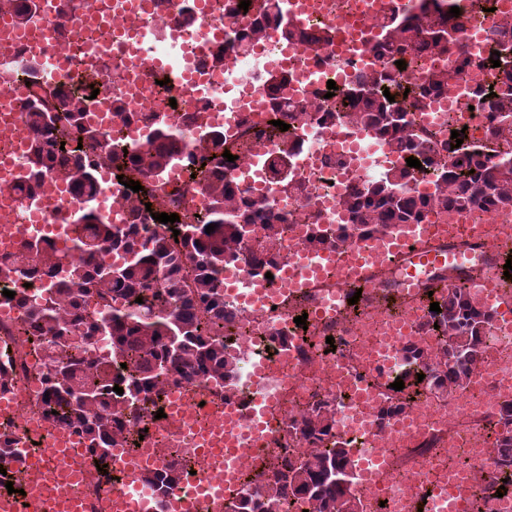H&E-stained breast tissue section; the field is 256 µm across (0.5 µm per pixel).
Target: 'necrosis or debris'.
<instances>
[{"instance_id":"1","label":"necrosis or debris","mask_w":512,"mask_h":512,"mask_svg":"<svg viewBox=\"0 0 512 512\" xmlns=\"http://www.w3.org/2000/svg\"><path fill=\"white\" fill-rule=\"evenodd\" d=\"M240 2L208 0L207 9L200 11L195 0H143L137 9L130 0H111L107 8L102 0H38L22 25L16 24L12 12L0 11V127L17 128L15 135H0V254L26 239L78 259L73 229L80 222L84 197L57 181L54 173L33 178L25 164L31 140L23 122L36 92L71 90L86 73L98 70L106 77L96 84L98 95L88 106L87 123L131 150L149 134L147 124L128 120L131 112L164 120L190 146L221 132L240 148L235 163L224 169L226 179L237 185L241 198L279 216L282 227L276 242L282 258L268 273L228 261L218 275L224 306L233 314L224 326L239 366L232 389L202 377L189 382L163 378L157 395L140 402L138 415L126 425L108 473L85 468L84 497L95 504L119 491L120 466H137L153 448L158 451L154 471L188 464L203 481L222 483L223 467L199 453L197 436L222 427L225 411L241 430L233 458L241 475L240 490L265 487L288 455L306 450L292 439L293 421L313 404L326 402L336 410L334 434L347 442L355 469L363 470L373 460L391 468L384 485L358 482L365 512H402L419 481L441 472L467 482L469 512H483L488 505L495 512H512V488L499 492L487 480L498 469L494 449L503 432L495 412L512 401V331L492 323L485 338L492 360L470 373L460 393L446 397L420 389L403 412L384 419L380 411L390 403L392 383L418 368L410 347L423 344L436 351L442 345L427 328L429 312L422 296L409 292L395 308L370 301L355 314L346 307L353 265L331 266L316 277L307 274L319 260V249L309 242L316 229L350 223L344 199L365 182L382 180L390 170L407 165L409 151L350 122L327 118L326 112L333 98L343 97L382 69L385 59L373 47L385 18L395 12L421 14L424 0H283L293 25L330 27L335 31L332 42L313 52L282 40L270 28L244 49L233 50L220 78L189 49L178 59L190 79L168 77L148 65L131 38L137 29L154 36L151 55L159 57L172 46L164 38L166 32L174 29L184 36L215 27L216 45H225L257 16L255 10L240 9ZM441 3L447 10L460 9L453 20L458 28L454 41L444 55L407 51L400 82L405 87L422 83L428 73L451 67L457 57L468 58L447 91L428 100L414 119L436 145L447 142L453 126L463 130L468 146L498 159L500 147L489 134L491 114L478 106L474 93L499 79L500 68L490 63L493 31L512 24V0H491L492 11L482 14L475 13L471 0ZM282 72L288 73V83L270 92L269 74ZM331 80L336 90H328ZM117 98L124 102V111H114ZM276 100L304 115L289 128L296 144L289 170L294 183L306 186L302 195L274 183L269 172L278 148L268 133ZM189 170L186 155L176 156L165 169L142 180L143 195L165 210L207 213L210 197L196 191ZM95 180L101 218L126 226L132 205L129 188L108 164L97 167ZM463 222L499 225L512 241V208L461 214L436 207L422 223L399 225L398 232L419 236ZM51 285V277L39 273L16 278L7 283L6 294H0V343L6 345L5 359L16 376L7 397L9 411L0 413V431L12 432L15 452L22 458L34 450L33 435L69 434L67 426L48 418L34 402L48 369L30 338L21 333L25 315L17 303L21 296L40 302ZM270 287L283 297V305L250 303L253 289ZM318 306L324 309L322 315L308 320L306 327L296 326L295 308ZM330 337L336 347H328ZM257 391L275 403L281 419L267 437L264 456L255 459L249 453L255 421L250 401ZM177 392L197 393L204 403L174 411L171 399ZM69 436L75 454L89 458L85 440ZM431 437L435 447H425Z\"/></svg>"}]
</instances>
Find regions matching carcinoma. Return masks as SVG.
<instances>
[{
	"instance_id": "1",
	"label": "carcinoma",
	"mask_w": 512,
	"mask_h": 512,
	"mask_svg": "<svg viewBox=\"0 0 512 512\" xmlns=\"http://www.w3.org/2000/svg\"><path fill=\"white\" fill-rule=\"evenodd\" d=\"M259 14L253 32L263 31V23L280 21L279 0H259ZM422 21L413 15L390 18L380 44L381 54L400 52L406 48H429L439 54L448 53L451 31L446 28L447 12L439 7ZM289 40L313 47L328 42L333 32L312 34L292 25L279 27ZM104 74H90L76 90H52L34 100L25 116V126L32 135L27 164L30 171L53 172L67 185L92 197L96 193L95 167L109 163L124 179L139 180L169 165L184 151L162 123L151 126L149 138L128 153L119 143L84 123L88 96L86 91ZM452 70L430 73L410 107L401 108L388 101L384 90L397 83V75L382 70L372 84L360 85L351 95L361 101L356 112L346 111L345 102L336 104L331 117L338 121L354 120L365 130L382 137L389 144L407 147L423 164L434 168L439 183L434 197H411L403 191L409 171L395 169L379 182L368 183L348 198L345 207L355 218L353 224H338L336 230L319 233L310 239L314 246L339 250L354 237L366 238L381 233L392 224H414L424 218L429 203L434 201L457 212L477 207L485 212L512 208V124L499 120L493 128L495 140L503 152L496 162L479 148L454 147L448 139L443 157L430 137L416 130L413 113L423 100L448 88ZM493 95L499 101V112L512 116V74L498 81ZM280 141L278 156L270 170L278 184L287 185L288 162L295 149L289 133L274 127ZM233 148L224 136L215 133L197 147V164L192 168L198 176L199 190L211 197L209 212L188 223L185 218L174 222L178 237L166 233L139 236L138 225L123 228L106 224L90 208L83 212V223L75 228L76 241L88 259L63 262L41 245L30 241L17 251L0 255V283L33 269L53 278L54 292L40 304L27 306V326L23 332L35 338L50 375L40 392L43 410L57 411L56 418L82 435L93 460L103 466L109 463L111 450L117 445L114 430L123 427L134 414L137 402L148 399L163 376L183 370L191 375L219 380L230 387L237 370L236 358L224 348V296L216 273L224 262L240 257L245 240V226L255 223L259 207L242 201L237 213H226V204L237 195L230 182L212 181L219 169L228 165L225 151ZM291 185V184H289ZM291 188L304 191L300 184ZM216 224L214 232L205 228ZM263 239L252 249L251 264L262 269L276 261L274 254L263 258L268 245L279 236L272 221L262 225ZM108 247L122 248L129 260L113 267L91 260ZM195 266V276L188 282L183 276L186 262ZM142 298L137 303L136 298ZM432 301L441 312H430L428 326L443 339V350L435 353L425 347L410 349L418 360L430 358L435 367L425 376L429 389L452 393L465 387L469 373L485 357L483 336L487 335L492 316L466 288L454 286ZM99 333L112 337V355L98 358L81 349L79 341H88ZM126 364V372L119 371ZM123 388L119 395L114 386ZM504 434L497 449L500 473L512 478V402L498 412ZM335 412L326 403L314 405L292 427L298 442L316 444L326 441L329 449L311 450L306 456L285 461L277 469L267 487L260 493L248 492L230 506V512H283L285 499L279 489L308 504L309 512H364L351 474L353 463L345 442L333 439ZM180 478V469L170 466L154 474L150 483L158 488H172Z\"/></svg>"
}]
</instances>
